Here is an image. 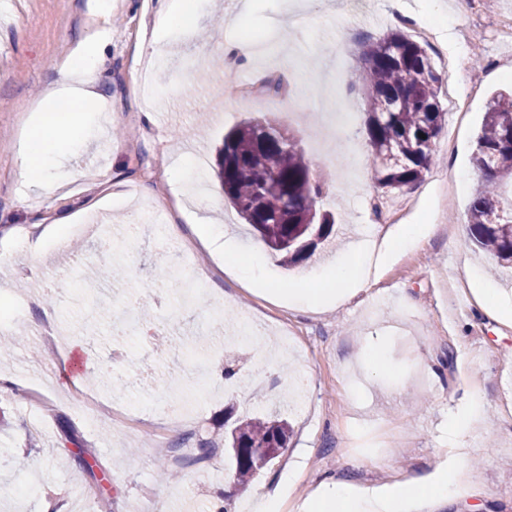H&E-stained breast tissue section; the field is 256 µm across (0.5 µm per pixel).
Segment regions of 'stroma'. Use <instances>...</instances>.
<instances>
[{
  "instance_id": "obj_1",
  "label": "stroma",
  "mask_w": 512,
  "mask_h": 512,
  "mask_svg": "<svg viewBox=\"0 0 512 512\" xmlns=\"http://www.w3.org/2000/svg\"><path fill=\"white\" fill-rule=\"evenodd\" d=\"M168 0H9L0 21V284L10 285L0 315L28 349L0 351V372L14 376L0 395V512H42L45 496L63 505L91 491L106 512H216L230 489L224 458V404L238 416L273 412L293 429L285 453L248 486L234 492L237 512L274 498L279 512L299 505L329 479L355 493L382 492L404 476L457 468L463 488L442 500H412L408 512H512V321L487 314L467 271L512 297V270L490 273L491 261L472 244L464 216L480 176L471 164L474 135L492 92L512 85V41L494 24L512 18V0H487L492 18L470 20L463 0H365L359 17L347 0H203L194 35L175 39L156 19ZM415 15L435 28L449 52L466 61L477 91L466 111L451 109L453 76L440 70L442 134L448 152L421 181L383 196L370 167L364 133L366 96L351 86L362 43L400 29ZM97 33L106 59L99 91L115 113L89 112L88 139L69 160L84 176L61 198H29L22 143L35 105L57 64ZM347 49L335 52L337 41ZM162 47L165 68L154 71V96L143 100L135 81L138 47ZM238 58L233 76L213 67L224 48ZM282 80L272 104L259 103L264 77ZM247 93L229 96L228 79ZM298 113L289 121V113ZM278 119L313 163L329 193L320 210L336 215V239L293 269H285L229 205L215 223L234 234L242 256L261 251L265 286L248 287L224 272L223 256L196 249L211 271L193 303L179 302L170 271L178 259L164 247L168 214L180 191L169 173L186 152L205 156L217 171L215 147L246 118ZM29 205H22V198ZM71 216L82 225L58 249L44 248L36 221ZM108 224L121 251L122 281L101 269L77 277L93 261L97 227ZM407 224H424L423 241L391 252L375 277L337 304L308 308L287 289L322 268L353 261L352 233L381 238ZM278 296H268V289ZM57 313L51 343L34 326L44 307ZM265 319L262 336L233 381L224 366L240 345L232 326L240 312ZM113 382L98 381L101 362ZM279 384L281 396L262 389ZM93 396L132 419L115 430L92 416ZM481 402L484 421L457 457L448 417ZM166 427L172 449L186 439L210 442L205 469L181 466V480L159 478L161 449L150 428ZM84 450L92 472L73 461ZM231 490V489H230Z\"/></svg>"
}]
</instances>
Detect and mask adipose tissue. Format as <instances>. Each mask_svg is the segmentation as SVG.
Masks as SVG:
<instances>
[{
  "label": "adipose tissue",
  "mask_w": 512,
  "mask_h": 512,
  "mask_svg": "<svg viewBox=\"0 0 512 512\" xmlns=\"http://www.w3.org/2000/svg\"><path fill=\"white\" fill-rule=\"evenodd\" d=\"M101 78L99 55L87 45L77 49L58 66L55 80L43 94L44 117L40 124L29 129L26 138L24 172L31 192L50 195L58 190L59 185L51 171L85 141L87 127L82 114L87 108L101 107ZM208 180L211 188L198 202L202 215L197 219L195 233L205 245L222 242L225 268L235 272L246 284L258 285L263 280V263L241 265L235 242L225 237L222 226L209 223L206 217L207 210L221 199L223 190L217 174H209ZM363 273L359 266L330 267L321 273L323 288L316 290L304 285L293 289L292 294L302 304L315 305L326 297L341 300L346 296L345 286ZM458 482V473L443 471L407 477L382 495H353L342 482L332 479L305 503L304 512H406L411 497L448 498L455 495Z\"/></svg>",
  "instance_id": "1"
}]
</instances>
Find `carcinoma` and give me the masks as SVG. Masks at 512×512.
<instances>
[{
	"label": "carcinoma",
	"instance_id": "cac0c4a2",
	"mask_svg": "<svg viewBox=\"0 0 512 512\" xmlns=\"http://www.w3.org/2000/svg\"><path fill=\"white\" fill-rule=\"evenodd\" d=\"M351 83L366 93L365 133L373 178L387 195L423 180L436 157L435 142L445 112L440 75L419 42L391 32L361 51ZM512 89H499L487 103L472 163L480 180L466 212L470 238L499 266L512 264ZM224 197L286 265L309 258L328 243L332 214L316 220L315 204L327 182L293 138L283 141L270 120L245 119L217 149ZM224 438L239 448L232 481L254 480L287 448L290 428L283 419L257 415L231 423Z\"/></svg>",
	"mask_w": 512,
	"mask_h": 512
}]
</instances>
